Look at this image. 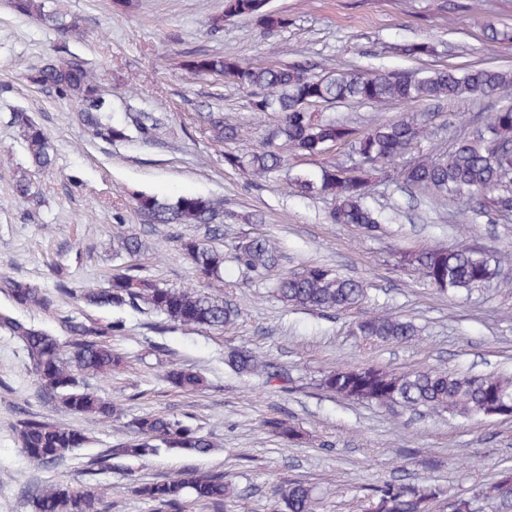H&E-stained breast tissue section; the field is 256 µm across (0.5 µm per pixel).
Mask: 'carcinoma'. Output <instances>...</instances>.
I'll return each mask as SVG.
<instances>
[{"instance_id":"1","label":"carcinoma","mask_w":512,"mask_h":512,"mask_svg":"<svg viewBox=\"0 0 512 512\" xmlns=\"http://www.w3.org/2000/svg\"><path fill=\"white\" fill-rule=\"evenodd\" d=\"M50 0H7L15 13L70 37L80 39L83 30L78 18L48 7ZM253 18L266 30L288 25V19L268 8V0H224V11L208 19V28L217 32L224 19ZM184 67L195 75H215L246 91L254 112H276L281 121L268 134L262 147L244 161L233 154L225 156L232 167L248 166L253 174L266 177L288 166V153L316 157L338 143L352 142L363 161L357 169L345 170L327 165L319 170L289 169L288 184L300 194L331 198L332 224H351L366 232L385 221L384 211L366 203V185L372 172H379L400 160L411 145L427 135V125L411 114L394 121H377L360 138L352 128L304 106L313 103H357L381 106L387 103L444 101L465 93L489 97L512 92V69L474 68L459 71L452 67L428 71L423 75L408 71L336 70L322 75L308 72L301 65L262 66L221 53L191 54ZM29 81L59 96L75 101L79 117L92 134L110 142L128 138L126 127L112 123L108 111V92L99 76L74 61H49L29 75ZM214 139L235 140L243 124L224 118L222 112L202 116ZM18 127L22 148L29 166L37 171L50 170L55 156L50 140L41 126L25 111L11 115ZM137 124L149 134L162 125L151 112H139ZM406 184L425 196L440 201L491 200L498 216L512 215V105L491 114L489 124L463 137L449 152L430 157L404 169ZM14 195L25 202L39 199V190L29 172L13 184ZM137 209L149 224H198L203 238L181 241L199 277L211 284L224 282V200L202 196H180L160 200L154 196L137 199ZM143 247L134 234L121 232L113 239V252L129 257ZM236 258L246 271L260 275L278 265L279 252L263 237L246 239L235 247ZM407 264L422 270L441 291L471 293L500 273V262H491L484 252L464 242L454 249H433L405 256ZM0 292L21 308L48 310L55 296L35 282L0 275ZM274 293L282 302L313 310H344L357 304L364 294L362 282L346 278L319 264L279 278ZM85 304L97 311L142 304L163 313L169 320L185 326L222 329L233 323L237 311L224 298L189 289L163 287L156 282L115 274L106 285L90 288L82 294ZM63 327L70 341L63 350L50 331L35 326L9 312L0 311V331L17 337L38 376L41 390L74 414H90L110 419L112 403L89 392L85 378L110 373L124 362V356L112 348L107 338L120 332L121 325L88 316L68 319ZM356 332L373 341L405 342L416 334L415 325L390 314H368L354 322ZM228 365L239 374L262 375L269 380L282 376L269 372L265 360L255 352L241 349L232 353ZM178 387L195 390L202 377L190 369L169 373ZM323 386L343 398L368 402L392 410L446 414L452 418L495 416L512 412V377L460 375L446 369L428 368L395 374L374 366L338 368L324 375ZM134 428L136 443L110 448L102 455L139 457L159 448H187L206 454L213 442L206 436L164 414L138 418ZM21 448L33 451L30 458L51 465L65 453L85 442V436L43 420L24 418L17 428ZM512 468H507L482 488V496L498 503L503 512L512 508ZM141 498L155 504L157 512H177L190 495L212 512H224V502L233 489L224 482V474L202 473L189 479L173 478L144 482L134 486ZM284 512H315L316 498L307 484L290 482L277 489ZM439 485L415 486L387 484L375 491L367 512H425L434 501L445 497ZM36 512H103L98 499L58 487L35 496Z\"/></svg>"}]
</instances>
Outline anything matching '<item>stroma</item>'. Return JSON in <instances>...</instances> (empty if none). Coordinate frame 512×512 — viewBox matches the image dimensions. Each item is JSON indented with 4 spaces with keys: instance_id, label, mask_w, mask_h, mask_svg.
<instances>
[{
    "instance_id": "1",
    "label": "stroma",
    "mask_w": 512,
    "mask_h": 512,
    "mask_svg": "<svg viewBox=\"0 0 512 512\" xmlns=\"http://www.w3.org/2000/svg\"><path fill=\"white\" fill-rule=\"evenodd\" d=\"M59 3L82 18L83 38L66 39L13 14L0 0V273L50 291L62 280L72 290L55 310L23 309L20 317L60 336L64 319L89 315L79 295L118 272L112 233L119 223L145 245L132 274L163 286L200 287L178 240L202 237L203 229L146 223L136 208L141 194L223 199V294L239 316L214 330L174 324L145 305L112 309L110 318L122 321L123 329L111 344L126 364L88 380L91 391L116 406L109 420L42 399L22 343L0 332V512H34L35 494L58 486L94 493L105 512H154L134 493L136 483L213 471L223 472L234 490L225 512H279L276 490L292 480L315 488L317 512H364L373 489L390 483L444 487L447 497L434 512H449V500L458 497L476 499L480 512H498L478 493L512 464V418L393 412L327 392L321 379L336 367L369 365L397 374L427 368L512 373V261L505 266L507 281L469 295L439 294L421 270L403 261L407 253L462 242L512 254V218L488 217L483 200L434 206L402 176L406 165L451 150L512 98L322 106L325 116L346 121L359 136L380 118L414 113L426 120L427 137L370 183L369 203L390 222L365 233L329 223L332 201L296 193L285 176L260 179L228 166L225 155L258 148L278 118L253 112L246 92L191 75L182 62L192 52L219 51L255 65L307 62L326 70L512 68V41L491 42L483 32L490 22L512 29V0H270L271 9L287 17V27L268 31L234 17L216 33L206 21L223 12L224 0ZM412 41L429 43L431 53L397 54L398 45ZM61 57L96 70L109 93L112 120L126 125L127 140L94 137L72 101L30 82L36 68ZM18 109L48 133L56 157L52 170L34 177L40 192L34 203L12 192L14 178L29 167L10 121ZM140 111L162 117V128L141 134L133 119ZM211 111L244 120L242 137L213 139L200 119ZM257 236L281 253L277 270L259 276L234 258L238 241ZM311 263L364 280L363 300L343 311L280 302L273 293L277 276ZM375 312L413 320L418 336L406 343L367 342L353 323ZM240 346L287 370V389L232 371L225 357ZM174 367L197 371L203 389L174 387L167 378ZM159 413L209 437L211 451L161 448L101 466V454L132 439L131 420ZM32 417L79 430L87 441L56 464L40 465L25 454L16 433L18 421ZM272 419L295 426L298 440L277 434L268 425Z\"/></svg>"
}]
</instances>
